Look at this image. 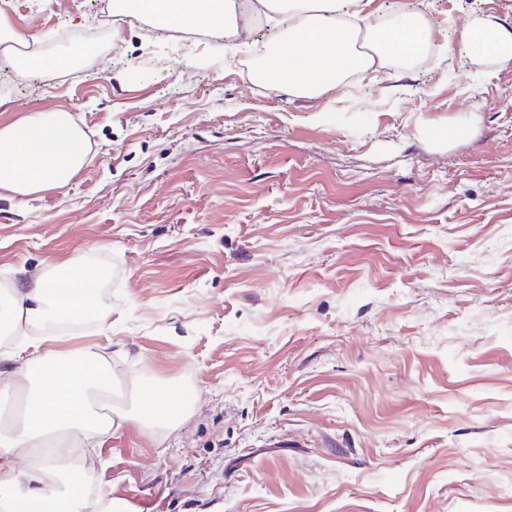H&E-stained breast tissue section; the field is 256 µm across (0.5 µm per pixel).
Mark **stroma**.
<instances>
[{
    "mask_svg": "<svg viewBox=\"0 0 512 512\" xmlns=\"http://www.w3.org/2000/svg\"><path fill=\"white\" fill-rule=\"evenodd\" d=\"M112 2L0 0L56 63L0 80V117L92 142L66 188L0 198V290L110 270L107 322L52 350L197 394L86 447L97 480L128 512H512V63L459 49L512 0H350L375 32L423 13L433 62L316 98L240 77L255 30L187 48L127 17L90 50Z\"/></svg>",
    "mask_w": 512,
    "mask_h": 512,
    "instance_id": "stroma-1",
    "label": "stroma"
}]
</instances>
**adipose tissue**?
<instances>
[{"label":"adipose tissue","instance_id":"1","mask_svg":"<svg viewBox=\"0 0 512 512\" xmlns=\"http://www.w3.org/2000/svg\"><path fill=\"white\" fill-rule=\"evenodd\" d=\"M121 12L150 17L156 26L184 25L202 32L237 35L239 0H115ZM264 15H283L288 23L270 48L259 77L273 90L317 97L339 89L345 79L422 50L430 43L428 21L374 33L366 50L355 47L356 29L336 13V0H255ZM460 48L474 58L512 61V30L473 19L460 33ZM91 142L80 122L65 111L36 114L0 123V193L27 197L67 186L83 168ZM99 276L79 266L58 276L35 273L13 290L0 312L19 340L0 352V397L22 396V422L0 425V512H124L106 491L91 495L92 470L60 473L58 465L83 446L102 444L123 425L173 426L195 391L165 392L135 384L132 408L95 409L112 393V372L93 351L62 360L46 349L53 327L101 313Z\"/></svg>","mask_w":512,"mask_h":512}]
</instances>
